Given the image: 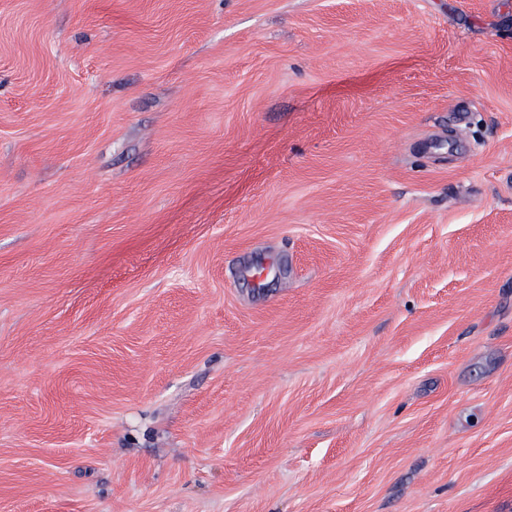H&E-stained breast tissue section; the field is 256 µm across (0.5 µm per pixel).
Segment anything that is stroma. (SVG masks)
<instances>
[{
  "label": "stroma",
  "instance_id": "stroma-1",
  "mask_svg": "<svg viewBox=\"0 0 512 512\" xmlns=\"http://www.w3.org/2000/svg\"><path fill=\"white\" fill-rule=\"evenodd\" d=\"M0 512H512V0H0Z\"/></svg>",
  "mask_w": 512,
  "mask_h": 512
}]
</instances>
